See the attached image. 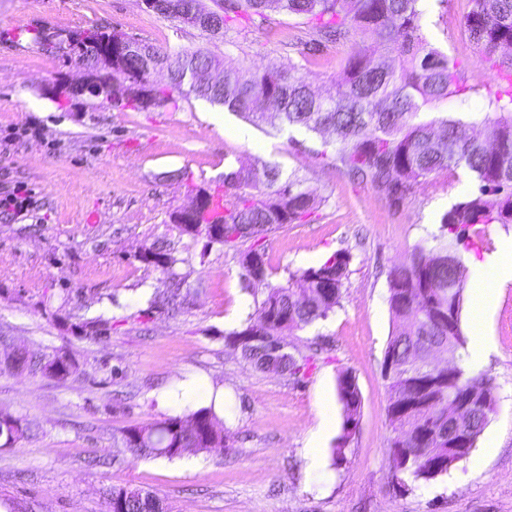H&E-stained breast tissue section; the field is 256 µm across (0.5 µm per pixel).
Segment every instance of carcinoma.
Here are the masks:
<instances>
[{
    "label": "carcinoma",
    "instance_id": "obj_1",
    "mask_svg": "<svg viewBox=\"0 0 512 512\" xmlns=\"http://www.w3.org/2000/svg\"><path fill=\"white\" fill-rule=\"evenodd\" d=\"M419 0H224V11L214 12V24L224 29V43L234 44L227 22L246 16L266 36L275 35V17L286 15L317 20L309 39L294 34L281 44L291 49L298 61L264 68L224 69V83L209 81V72L220 65L209 50L168 52L153 47L159 64L167 72V83L156 86L154 108L173 102L172 92H187L213 105L224 107L254 124L286 123L334 136L335 155L328 164L351 181L365 183L380 192L393 206L412 197L421 181L430 177L467 175L478 183V191L453 204L441 219L438 245L417 247L409 258L389 272V306L394 320L402 322L388 341L384 361L392 362L388 381L387 411L393 430L390 447L398 455L397 472L415 479H434L460 463L446 448H430L416 433L415 415L448 419V390L475 391L481 408L471 424L467 448L469 458L488 418L495 411L491 379L474 374L457 362L456 352L464 346L460 313L465 287L464 268L456 243L477 225L512 224V95L497 97L482 116L446 117L427 120L424 107L463 94L454 57L431 44L421 31ZM465 31L495 68L512 75V0H472ZM362 38L359 50L341 63V71L326 91L314 93L308 82L307 66L320 47L333 41ZM400 67H394L390 56ZM113 79L123 84L144 77L139 62L117 50ZM215 195L191 224H179L182 236H203L198 225L224 222V234L207 237L239 255L240 264L250 254L259 255L255 274L267 277L266 254L253 247L241 249L252 236L265 237L284 224L302 221L321 205V200L294 175L283 177L280 167L259 161L250 168L229 162L224 171V214L214 212ZM455 241L448 240V234ZM141 262L162 270L166 292L155 298L158 309L174 305L184 275L177 266L184 259L173 248H146ZM351 256L338 251L321 265L290 277L288 286L269 288L257 317L245 328L229 334L232 345L258 369L276 360L282 371L292 373L296 362L285 351L284 332L302 329L324 319L339 304L343 279ZM457 288L448 290V282ZM327 286L328 293L317 289ZM451 312L453 332L437 313ZM425 336L430 344L454 361L449 378L420 374L411 365L415 358L410 337ZM10 366L41 373L59 381L73 372L64 356L35 358L16 353ZM337 392L344 410L343 434L334 453L343 448L357 425L360 392L344 373ZM24 433L19 419L0 413V436L12 442ZM124 447L135 456H179L172 447L195 451L224 446V429L213 408H200L191 415L169 417L153 424L122 431ZM126 494V512H147L159 496L148 490L114 488L111 494Z\"/></svg>",
    "mask_w": 512,
    "mask_h": 512
}]
</instances>
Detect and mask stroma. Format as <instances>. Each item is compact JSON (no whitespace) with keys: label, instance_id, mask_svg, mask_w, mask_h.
<instances>
[{"label":"stroma","instance_id":"1","mask_svg":"<svg viewBox=\"0 0 512 512\" xmlns=\"http://www.w3.org/2000/svg\"><path fill=\"white\" fill-rule=\"evenodd\" d=\"M422 32L461 64L463 97L428 106L426 118L483 112L499 89L495 70L469 41L470 0H420ZM235 45L208 38L146 9L142 0H0V193L22 182L35 203L25 215H0V412L24 434L0 439V512H109L108 492L125 486L156 493L172 512H512V280L497 287L474 318L464 291L461 332L485 347L477 371L494 386L496 410L473 452L448 474L413 479L395 472L383 376L396 328L388 273L419 246L431 247L442 215L468 196L467 177L431 178L394 207L375 189L326 166L325 135L254 125L192 95L151 112L100 98L56 96L77 77L39 35L113 28L171 51L206 49L227 67L287 62L280 44L251 22L230 23ZM359 40L328 44L308 78L326 92ZM248 129L252 140L226 136ZM263 160L296 175L321 198L318 209L260 239L266 281L244 277L238 255L206 238L180 235L169 215L198 190L224 184V162ZM167 241L187 258L178 308L151 301L165 276L138 255ZM512 241V224H489L463 239L467 277ZM351 255L339 304L327 318L285 333L298 371L256 370L228 341L256 317L269 287ZM104 323L99 335L84 320ZM459 349L461 358L469 350ZM22 350L67 356L63 382L2 367ZM360 392L358 423L344 449L338 378ZM207 382L224 392L226 445L169 459L134 458L121 432L205 407L185 388ZM320 433L319 465L306 444Z\"/></svg>","mask_w":512,"mask_h":512}]
</instances>
